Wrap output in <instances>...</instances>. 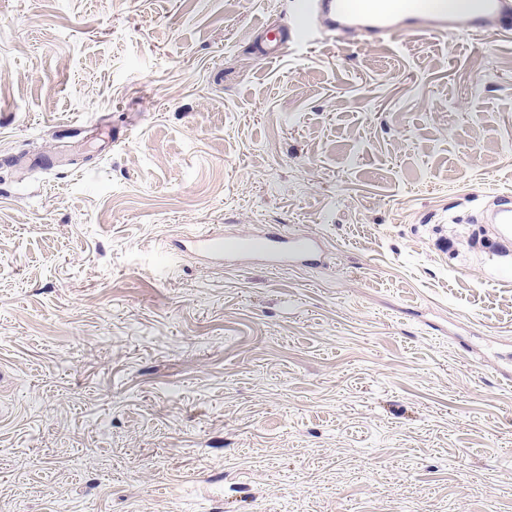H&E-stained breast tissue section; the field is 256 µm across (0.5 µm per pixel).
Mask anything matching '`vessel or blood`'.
<instances>
[{
	"instance_id": "b4317fda",
	"label": "vessel or blood",
	"mask_w": 512,
	"mask_h": 512,
	"mask_svg": "<svg viewBox=\"0 0 512 512\" xmlns=\"http://www.w3.org/2000/svg\"><path fill=\"white\" fill-rule=\"evenodd\" d=\"M259 52L277 60L288 52H307L331 43L339 47L362 40L403 46L407 41H437L455 34L476 42L512 39V0H468L466 7L451 12L439 0H292L288 15L262 28ZM497 236L512 239V193L492 196L485 218ZM184 253L237 271L247 264L271 269L304 266L322 254L318 240L287 231L276 224L262 225L249 237L207 227L181 235L165 247V262Z\"/></svg>"
}]
</instances>
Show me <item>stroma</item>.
I'll return each mask as SVG.
<instances>
[{"label": "stroma", "instance_id": "stroma-1", "mask_svg": "<svg viewBox=\"0 0 512 512\" xmlns=\"http://www.w3.org/2000/svg\"><path fill=\"white\" fill-rule=\"evenodd\" d=\"M289 7L0 0V154L78 165L0 167V512H512V42L265 60ZM208 224L328 257L157 263ZM489 215L476 223L495 224L496 235L504 240L512 239V193H495Z\"/></svg>", "mask_w": 512, "mask_h": 512}]
</instances>
